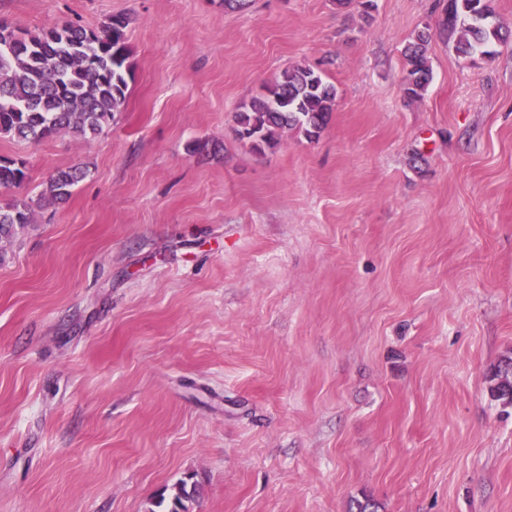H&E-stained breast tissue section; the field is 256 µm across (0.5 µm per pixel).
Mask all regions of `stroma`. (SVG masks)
<instances>
[{
  "mask_svg": "<svg viewBox=\"0 0 512 512\" xmlns=\"http://www.w3.org/2000/svg\"><path fill=\"white\" fill-rule=\"evenodd\" d=\"M0 0L38 31L128 20L111 125L0 156L84 169L0 240V512H512V40L404 94L447 0ZM336 88L258 153L240 106ZM429 38V32L421 31L414 42L409 43L405 48L404 93L408 97L419 96L420 91L424 90L432 79L431 68L425 54V44ZM336 88L314 69H286L280 79L237 114L236 134L256 150L273 148L284 129L316 137L327 123ZM495 379L501 380L492 387L495 397L512 404V359L502 361L495 372ZM173 491L166 504V511L150 512H188L186 503L192 501L195 497L197 488L195 484H190L187 478H182L173 486Z\"/></svg>",
  "mask_w": 512,
  "mask_h": 512,
  "instance_id": "obj_1",
  "label": "stroma"
}]
</instances>
